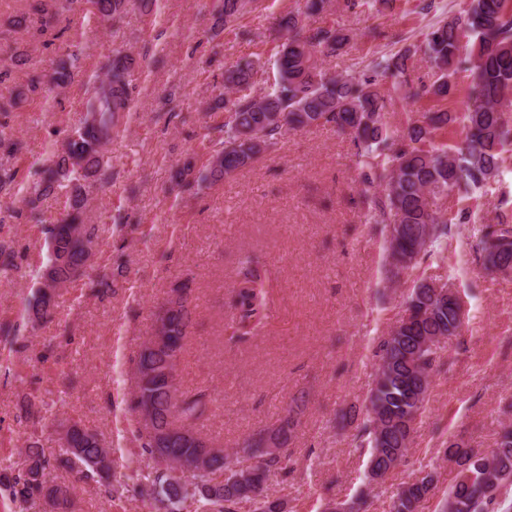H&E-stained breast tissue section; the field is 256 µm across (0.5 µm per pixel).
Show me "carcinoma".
<instances>
[{"label": "carcinoma", "instance_id": "1", "mask_svg": "<svg viewBox=\"0 0 512 512\" xmlns=\"http://www.w3.org/2000/svg\"><path fill=\"white\" fill-rule=\"evenodd\" d=\"M130 0H92L104 20L119 15ZM326 0H305L304 10L281 16L278 32L288 31L281 44L277 77L260 96L244 94L253 83L255 64L240 61L224 76L227 120L224 148L196 171L179 172L180 184L192 188L199 183L219 181L256 163L274 140L290 130L330 124L352 137L357 165L364 183H383L382 195L372 199L373 219L389 228L387 249L393 276L412 273L425 259L448 250V219L439 201L451 194L466 193L486 185L503 162L502 151L512 143V121L506 119L502 104L512 91V13L505 0H471L467 12L432 28L426 37L424 55L434 69V81L426 85L409 65L410 50L380 55L369 63L370 74L325 71L318 52L333 56L352 36L329 27L309 28L305 16L324 10ZM244 0H224L216 19L220 26L234 22L245 8ZM470 42L468 57L459 55L460 40ZM129 56L115 57L103 65L105 78L95 96L87 101L83 127L68 138L51 165L41 173L29 204L36 207L40 197L58 188L69 189L70 203L55 224L47 228L48 253L40 269V289L26 303L28 318L48 319L54 309V293L78 277L92 255L93 228L82 223L87 203L85 183L98 180L103 152L112 140L121 113L130 109L127 83ZM465 66L470 84L464 112L428 110L412 121L397 147L388 149L390 139L387 109L391 98L385 88L391 80L405 96L419 99L430 95L443 101L454 93L453 76ZM48 80L57 87L71 81L66 66L48 77L31 79V87ZM461 121L465 137L452 146L434 145L436 136L448 125ZM487 265L512 264V224H487L476 245ZM237 314L226 326L229 340L242 341L252 335L267 310L265 283L271 271L249 256L238 270ZM444 289L432 288L426 280L416 281L406 302L405 316L379 347L377 378L368 396V424L371 452L366 490L352 508L365 507L373 485L382 481L405 456L414 425L420 418L436 363L441 338L453 336L461 326L456 304ZM190 288L182 284L161 308L163 343L148 342L135 366L137 392L134 409L154 420L155 434L144 448L155 461L193 464L190 474L194 492L161 469L147 475L152 489L175 510L188 497L194 512H235L243 502L257 504V512H282L276 500L259 497L267 474L282 468V460L268 457L255 441L241 448L253 460L245 469L231 468L229 454L203 435L198 424L211 411L212 399L202 391L178 394L175 374L186 340L189 322ZM180 395L179 401L171 399ZM448 459L457 466L470 463L472 449L452 443ZM27 471L9 481L13 500L25 505L34 499H53L56 512H67L69 488L47 480L51 467L71 469L79 461L86 478L100 480L111 471L107 449L98 437L74 423L64 433L57 458L48 459L43 450L28 448ZM512 489V429L501 427L496 447L481 458L478 479L455 483L442 504L443 512H512L507 493ZM433 490V476L424 474L407 482L393 497L391 512H418Z\"/></svg>", "mask_w": 512, "mask_h": 512}]
</instances>
